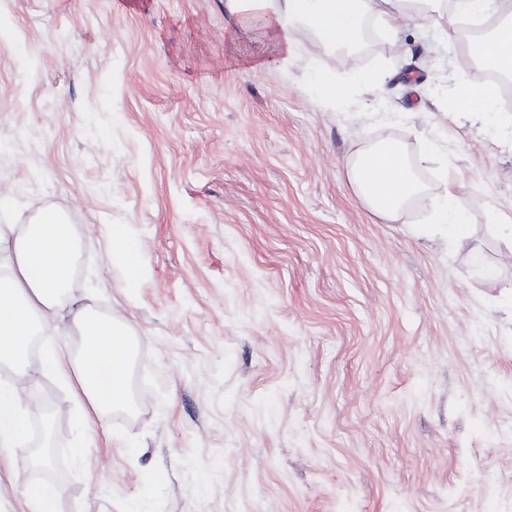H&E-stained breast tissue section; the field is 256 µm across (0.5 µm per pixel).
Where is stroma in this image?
<instances>
[{"mask_svg":"<svg viewBox=\"0 0 512 512\" xmlns=\"http://www.w3.org/2000/svg\"><path fill=\"white\" fill-rule=\"evenodd\" d=\"M0 31V225H73L69 291L127 325L141 387L99 422L40 358L0 372L53 448L0 450V512H31L29 476L57 512H512V112L448 114L481 72L460 24L307 32L297 65L247 72L269 47L226 0H0ZM312 69L383 83L335 109ZM428 137L423 199L373 215L352 154ZM449 189L466 234L423 235ZM109 234L112 237V264L128 272L137 271L140 260L126 238L125 225H110Z\"/></svg>","mask_w":512,"mask_h":512,"instance_id":"1","label":"stroma"}]
</instances>
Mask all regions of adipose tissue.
<instances>
[{"instance_id": "ef3b65f1", "label": "adipose tissue", "mask_w": 512, "mask_h": 512, "mask_svg": "<svg viewBox=\"0 0 512 512\" xmlns=\"http://www.w3.org/2000/svg\"><path fill=\"white\" fill-rule=\"evenodd\" d=\"M231 12L261 20L263 36L273 57L244 62L245 70L293 63V48L304 30H311L323 48L347 49L362 36L365 17L379 18L388 33L406 16L430 18L447 9L446 0H227ZM469 55L484 69L512 75V0L502 20L483 35L471 38ZM314 95L333 107L346 102L355 86L380 83L381 77L356 73L337 79L309 72ZM492 86L459 79L448 102L449 114L494 111ZM439 145L425 141L418 157H409L403 144L387 139L362 147L347 165L356 196L375 215L400 222L412 200L422 192L416 169L433 162ZM76 243L66 220L44 213L19 236L0 227V257L11 271L0 277V360L22 362L36 332L51 330L63 313H70L81 336L80 355L73 362L77 394L97 416L131 403L129 390L132 345L126 327L75 306L67 288L74 268ZM28 417L19 404V387L0 384V447H18L26 438Z\"/></svg>"}]
</instances>
